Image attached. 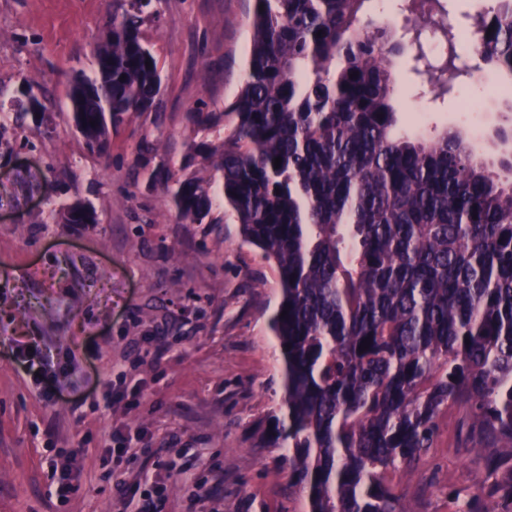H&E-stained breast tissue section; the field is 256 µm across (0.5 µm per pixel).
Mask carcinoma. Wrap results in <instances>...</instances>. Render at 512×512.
<instances>
[{"label": "carcinoma", "instance_id": "cac0c4a2", "mask_svg": "<svg viewBox=\"0 0 512 512\" xmlns=\"http://www.w3.org/2000/svg\"><path fill=\"white\" fill-rule=\"evenodd\" d=\"M124 2L95 48L97 78L69 93L98 154L160 90L141 36L152 0ZM365 2L254 0L239 95L193 116L219 144L191 142L166 192L185 224L212 223L224 199L278 270L270 329L284 393L261 447L283 450L306 512H411L388 474L418 471L455 404L486 465L464 505L450 495L456 512H512V152L494 173L459 129L400 131V48L379 42ZM411 11L413 43L429 27L455 51L461 33L443 0H411ZM478 33L492 67L511 76L512 0H496ZM414 71L432 98L452 92L448 68ZM197 163L212 175L190 171ZM81 207L98 223L82 201L51 214L73 224Z\"/></svg>", "mask_w": 512, "mask_h": 512}]
</instances>
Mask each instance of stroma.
Wrapping results in <instances>:
<instances>
[{
  "label": "stroma",
  "mask_w": 512,
  "mask_h": 512,
  "mask_svg": "<svg viewBox=\"0 0 512 512\" xmlns=\"http://www.w3.org/2000/svg\"><path fill=\"white\" fill-rule=\"evenodd\" d=\"M142 27L161 90L152 111L111 130L90 153L71 119L69 88L95 78V44L121 0H0V512H119L116 484L148 473L144 493L163 512H304L277 448L257 445L282 396V355L269 317L280 301L276 267L244 242L235 217L185 224L163 188L191 141L190 120L220 112L245 77L254 0H155ZM413 54L395 61L396 107L411 124L425 98ZM30 81L55 130L16 122ZM500 76L463 81L432 107L452 125L460 101L490 115L483 153L501 155L495 131L512 125V99H490ZM81 199L98 224L50 213ZM38 346L34 363L14 345ZM57 402L43 399L47 383ZM464 410L438 418L431 453L401 478L413 512H448V493L473 490L482 460L464 446ZM131 448L113 468L106 444ZM81 490L59 498L70 467Z\"/></svg>",
  "instance_id": "35a3bbf8"
}]
</instances>
